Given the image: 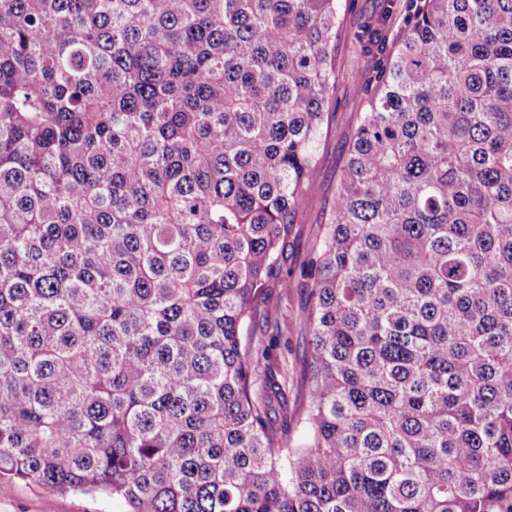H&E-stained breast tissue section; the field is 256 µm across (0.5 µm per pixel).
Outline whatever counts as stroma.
Listing matches in <instances>:
<instances>
[{"mask_svg":"<svg viewBox=\"0 0 512 512\" xmlns=\"http://www.w3.org/2000/svg\"><path fill=\"white\" fill-rule=\"evenodd\" d=\"M381 0H346L341 12L336 41L338 78L336 93L327 106L328 118L318 146L319 164L310 184L314 205L303 211L282 250L284 271L294 274L290 289L270 284V303L252 322L249 332L268 347L274 369L288 373V420L284 427L292 445L306 436L302 420L305 390L302 386L303 351L306 339L302 319L310 304V283L299 279L298 272L318 252L323 222L336 199V187L354 138L361 112L369 98L365 89L352 80L353 75L374 74L381 57L360 50L355 34L359 27L376 16ZM118 498L79 492H58L37 487L21 480L0 479V512H126Z\"/></svg>","mask_w":512,"mask_h":512,"instance_id":"obj_1","label":"stroma"}]
</instances>
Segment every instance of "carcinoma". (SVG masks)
<instances>
[{
	"label": "carcinoma",
	"mask_w": 512,
	"mask_h": 512,
	"mask_svg": "<svg viewBox=\"0 0 512 512\" xmlns=\"http://www.w3.org/2000/svg\"><path fill=\"white\" fill-rule=\"evenodd\" d=\"M341 0H0V478L128 512H512V0H412L291 286ZM394 5L358 30L374 31Z\"/></svg>",
	"instance_id": "carcinoma-1"
}]
</instances>
